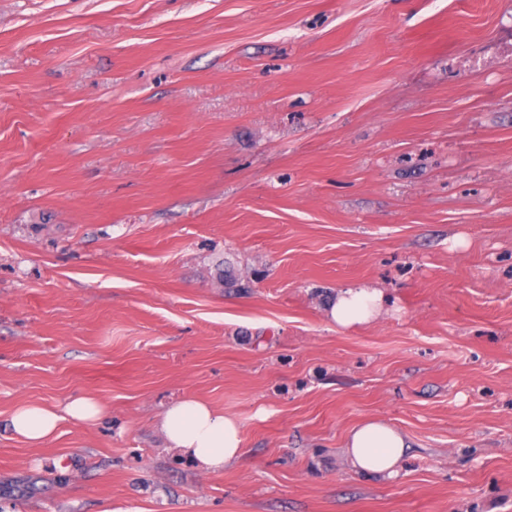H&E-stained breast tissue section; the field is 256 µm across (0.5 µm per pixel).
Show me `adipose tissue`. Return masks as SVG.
Wrapping results in <instances>:
<instances>
[{
  "mask_svg": "<svg viewBox=\"0 0 512 512\" xmlns=\"http://www.w3.org/2000/svg\"><path fill=\"white\" fill-rule=\"evenodd\" d=\"M381 299L378 289L351 285L340 289L328 305L327 315L343 327L361 324L369 320ZM104 412L101 401L90 395L75 397L61 408L27 401L13 409L9 425L14 436L38 448L56 436L63 422L92 424ZM157 428L170 447L183 450L208 472L223 469L241 453L238 421L192 395L170 403L161 413ZM408 448L406 435L380 419H367L354 426L346 444L354 470L390 478L398 474Z\"/></svg>",
  "mask_w": 512,
  "mask_h": 512,
  "instance_id": "obj_1",
  "label": "adipose tissue"
}]
</instances>
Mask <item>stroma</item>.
Segmentation results:
<instances>
[{
	"instance_id": "obj_1",
	"label": "stroma",
	"mask_w": 512,
	"mask_h": 512,
	"mask_svg": "<svg viewBox=\"0 0 512 512\" xmlns=\"http://www.w3.org/2000/svg\"><path fill=\"white\" fill-rule=\"evenodd\" d=\"M0 512H512V0H0ZM382 300V293L365 285L341 288L327 307L328 317L337 325L350 327L367 322ZM104 412L101 401L90 395L75 397L61 409L46 402L27 401L13 409L9 425L14 436L33 448H39L57 435L63 422L92 424ZM157 428L171 448L183 450L208 472L224 469L241 454L238 421L192 395L170 403ZM410 444L398 428L380 419H366L347 437L346 452L351 467L361 473L394 477Z\"/></svg>"
}]
</instances>
